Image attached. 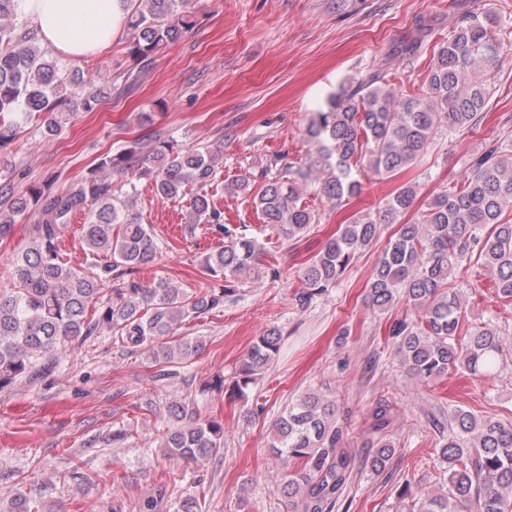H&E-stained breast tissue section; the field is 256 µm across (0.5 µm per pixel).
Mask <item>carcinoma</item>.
Segmentation results:
<instances>
[{
    "label": "carcinoma",
    "instance_id": "carcinoma-1",
    "mask_svg": "<svg viewBox=\"0 0 512 512\" xmlns=\"http://www.w3.org/2000/svg\"><path fill=\"white\" fill-rule=\"evenodd\" d=\"M190 0H131L126 16L129 55L143 67L153 63L196 23ZM492 12H469L448 39L433 48L422 86L408 93L374 71L340 87L325 108L310 113L304 159L273 174L280 158L262 167V185L252 198L255 211L278 236H306L320 213L303 202L313 191L330 211L341 210L362 190L361 177L396 180L374 209H362L339 225L336 235L303 267L298 307L336 287L355 254L379 237L383 224H396L367 284L369 307L387 314L398 303L415 311L391 322L388 343L407 374L433 382L455 371L490 380L512 366V347L488 322L472 323L462 289L454 282L473 266L492 283L499 299L512 303V143L490 140L465 162L460 179L426 201L406 219L418 185L401 176L433 149L437 135L473 133L486 118L494 94L493 70L512 53L492 28ZM112 92V77L78 81L36 43L17 0H0V148L12 139L17 120L43 119L58 131L78 111L91 112ZM219 148H182L157 134L151 150L129 145L108 153L65 192L46 193L0 183V236L29 216L36 205L32 240L13 261V285L0 290V391L39 373L51 354L82 343L101 330L148 352L165 373L183 365L202 341L176 335L182 323L198 319L239 296L240 277L259 269L262 245L221 224L205 188L224 168ZM152 182L160 200L188 199L189 228L216 224L224 247L208 254L205 270L224 279L220 288H183L160 277L147 287L129 278L154 261L159 244L136 208V183ZM196 188L188 195L190 188ZM84 217L83 242L91 262L67 264L59 242L77 214ZM104 256L108 262L97 263ZM114 279L122 286L107 293ZM272 328L243 355L231 385L216 376L204 390L242 399L281 349ZM160 447L164 455L195 463L224 449V421L200 418L179 402L167 407ZM336 422V401L306 392L273 423L271 448L283 463L277 491L291 512H333L350 478L349 459ZM448 473L436 493L415 490L408 481L397 512H512V422L477 415L461 407L448 413V438L438 452ZM174 512H202L199 497L187 495ZM0 512H55L43 499L19 491Z\"/></svg>",
    "mask_w": 512,
    "mask_h": 512
}]
</instances>
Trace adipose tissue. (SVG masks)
Returning <instances> with one entry per match:
<instances>
[{
	"mask_svg": "<svg viewBox=\"0 0 512 512\" xmlns=\"http://www.w3.org/2000/svg\"><path fill=\"white\" fill-rule=\"evenodd\" d=\"M43 40L72 59L92 55L118 36L129 0H18Z\"/></svg>",
	"mask_w": 512,
	"mask_h": 512,
	"instance_id": "obj_1",
	"label": "adipose tissue"
}]
</instances>
